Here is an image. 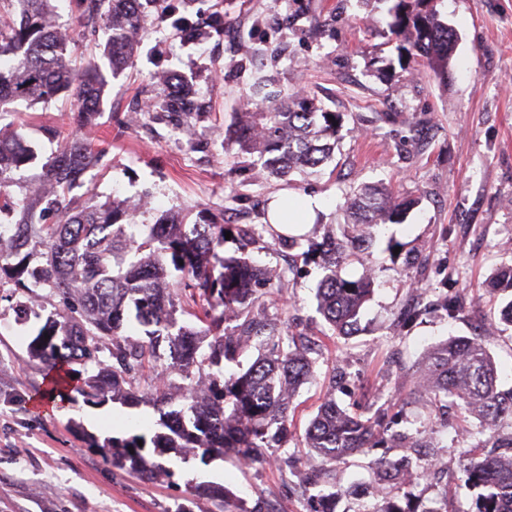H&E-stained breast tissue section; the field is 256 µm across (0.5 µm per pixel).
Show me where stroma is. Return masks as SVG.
Returning <instances> with one entry per match:
<instances>
[{
    "label": "stroma",
    "mask_w": 512,
    "mask_h": 512,
    "mask_svg": "<svg viewBox=\"0 0 512 512\" xmlns=\"http://www.w3.org/2000/svg\"><path fill=\"white\" fill-rule=\"evenodd\" d=\"M53 7L73 36L77 63L94 59L107 67L99 50L103 30L86 31L74 0H54ZM437 8L456 32L444 80L399 58L379 0H190L192 20L224 17L223 30L190 45L147 8L138 56L108 79L91 132L102 156L75 197L122 201L134 224L176 211L189 224L244 226L259 223L272 195L287 189L324 202L312 240L343 229L345 195L361 185L382 182L419 204L404 224L379 227L370 247L344 266L345 277L369 273L375 281L357 331L346 338L327 334L315 300L322 271L301 248L235 235L219 248L222 256L244 250L260 264L296 268L288 285L271 286L268 314L306 335L314 361V376L289 411L288 445L265 449L251 467L170 453L161 459L166 474L150 480L113 468L88 447V437L132 434L133 422L156 421L153 409L42 402L45 370L27 346L50 310L24 318L23 294L0 300V512H176L186 503L192 512H220L195 497L194 485L203 482L226 487L250 512H312L313 488L285 459L306 461L304 432L327 396L346 407L383 404L408 390L428 347L489 329L500 386L512 387V326L500 320L503 300L485 291L493 269L512 264V0H438ZM172 71L192 85L200 111L131 121L134 103L154 98L163 89L159 74ZM300 89L344 115L333 158L286 182L265 177L226 131L238 113L283 103ZM11 120L42 162L58 149L47 129L77 130L63 97L18 103ZM446 288L466 300L458 318L433 313L402 327L413 297L433 299ZM464 424L479 422L453 406L409 399L399 428L432 430L431 459L443 472L433 484L413 486L418 507L449 490L457 508L470 512L458 454ZM383 454L397 459L402 451L369 449L337 464L336 512L371 507L362 491L373 485V461Z\"/></svg>",
    "instance_id": "35a3bbf8"
}]
</instances>
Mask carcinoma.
<instances>
[{"label": "carcinoma", "mask_w": 512, "mask_h": 512, "mask_svg": "<svg viewBox=\"0 0 512 512\" xmlns=\"http://www.w3.org/2000/svg\"><path fill=\"white\" fill-rule=\"evenodd\" d=\"M387 26L400 39L399 57L411 58L438 77L448 75L455 41L454 29L440 19L437 0H391ZM89 16L109 33L111 72L130 62L145 29L142 0H82ZM180 0L160 6L172 19L183 41L194 42L204 33L190 28L180 14ZM51 0H0V122L17 100L48 102L63 94L76 102V119L87 130L97 125L107 87L106 77L94 66L77 69L70 59L71 40L56 35ZM178 85L149 112L197 111L193 95L178 73L167 76ZM340 112H324L315 99L292 98L286 107L259 106L242 113L229 134L240 150L255 154L273 177L289 181L296 171L326 164L342 128ZM58 155L42 165L36 180L48 190L36 193L30 181L19 178L35 155L21 138L0 125V217L11 220L16 237L0 239V292L42 291L55 299V312L28 343L30 357L47 370L50 392L72 404L148 405L158 414L164 431L127 438L92 437L88 446L105 460L150 479L165 471L151 455L172 451L200 460L224 456L238 464L260 460L261 449L283 448L290 430L288 410L296 389L313 373L305 337H282L278 324L263 313L262 298L269 270L247 253L221 256L226 224H185L166 213L154 224H129L125 210L114 201L78 204L70 194L101 156L94 141L56 130ZM18 187L16 194L13 187ZM418 204L391 187L364 185L346 201L353 235L336 238L328 231L321 243L308 244L306 254L323 269L316 292L317 311L334 335L355 329L364 305L374 293V280L365 275L349 279L343 265L360 242L372 239L381 224H403ZM269 235L278 243L299 246V239L277 234L272 225L250 227L243 235ZM189 292L195 308L186 314L202 323L198 328L179 323V299L173 290ZM491 293H512V264L496 268L488 281ZM434 308L450 319L463 312L460 295L450 292L418 308V317ZM257 338L264 353L245 369L229 375L228 364L239 363L243 351ZM489 338H450L427 352L413 371L411 393L441 404L460 402L464 411L480 420L476 432L464 428L466 447L460 449L470 490H479L476 512H503L500 503L512 502V388L499 387V376L488 349ZM168 356L172 379L149 392L139 387L144 368ZM391 407L380 406L352 415L325 401L305 431L313 452L303 478L319 487L320 509L336 500L330 472L346 457L366 448H401L403 464L381 458L369 512H458L453 498L443 495L440 507L404 509L381 494L395 481L398 469H420L428 460L415 455L430 448L417 436L396 431ZM195 496L230 505L222 486L199 484Z\"/></svg>", "instance_id": "cac0c4a2"}]
</instances>
